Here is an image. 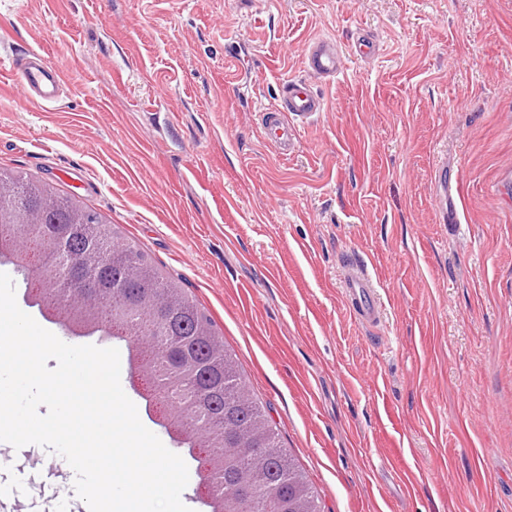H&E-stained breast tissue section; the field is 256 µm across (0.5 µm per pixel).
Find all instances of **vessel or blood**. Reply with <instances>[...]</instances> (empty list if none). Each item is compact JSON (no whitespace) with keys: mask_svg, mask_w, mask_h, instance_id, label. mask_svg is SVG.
I'll return each instance as SVG.
<instances>
[{"mask_svg":"<svg viewBox=\"0 0 512 512\" xmlns=\"http://www.w3.org/2000/svg\"><path fill=\"white\" fill-rule=\"evenodd\" d=\"M304 65L309 74L318 77H333L340 72V61L329 41L324 38L308 43ZM16 77L29 102L38 105L54 103L64 84L61 66L48 62L35 50L30 52L28 61L17 68ZM282 95V105L265 112L262 124L267 138L278 153L287 156L293 153L297 143L294 134L297 123L310 120L323 112L324 101L307 83L299 80L284 83ZM342 283L354 319L365 326L377 325L381 316V303L366 265L358 262L348 264Z\"/></svg>","mask_w":512,"mask_h":512,"instance_id":"b4317fda","label":"vessel or blood"}]
</instances>
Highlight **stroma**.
Returning a JSON list of instances; mask_svg holds the SVG:
<instances>
[{
    "mask_svg": "<svg viewBox=\"0 0 512 512\" xmlns=\"http://www.w3.org/2000/svg\"><path fill=\"white\" fill-rule=\"evenodd\" d=\"M318 37L334 80L304 67ZM32 49L66 73L49 106L15 77ZM304 78L325 109L284 159L262 114ZM0 168L196 299L321 512H512V0H0ZM350 257L374 268L378 327L345 305ZM67 342L117 348L174 446L127 341ZM74 480L51 448L0 442V512H89Z\"/></svg>",
    "mask_w": 512,
    "mask_h": 512,
    "instance_id": "1",
    "label": "stroma"
}]
</instances>
